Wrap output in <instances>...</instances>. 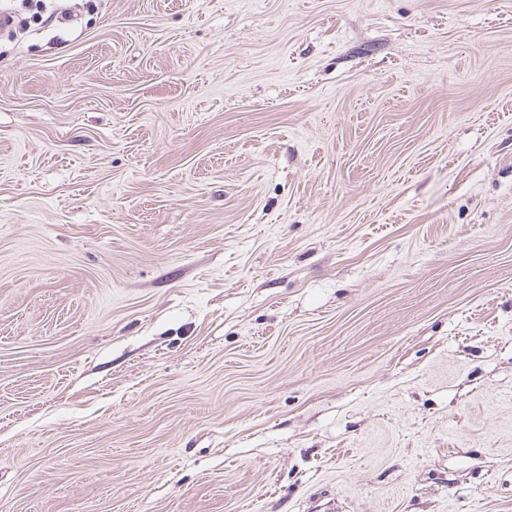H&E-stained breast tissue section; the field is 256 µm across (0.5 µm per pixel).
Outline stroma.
<instances>
[{
    "label": "stroma",
    "mask_w": 512,
    "mask_h": 512,
    "mask_svg": "<svg viewBox=\"0 0 512 512\" xmlns=\"http://www.w3.org/2000/svg\"><path fill=\"white\" fill-rule=\"evenodd\" d=\"M40 4L0 512H512V0Z\"/></svg>",
    "instance_id": "35a3bbf8"
}]
</instances>
